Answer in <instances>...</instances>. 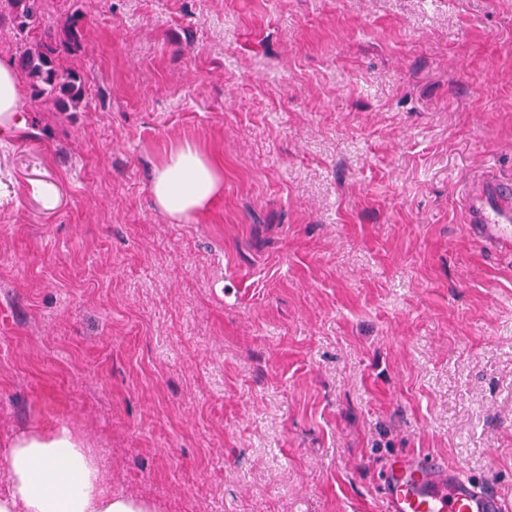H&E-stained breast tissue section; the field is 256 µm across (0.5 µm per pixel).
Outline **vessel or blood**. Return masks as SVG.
Listing matches in <instances>:
<instances>
[{"label":"vessel or blood","instance_id":"vessel-or-blood-1","mask_svg":"<svg viewBox=\"0 0 512 512\" xmlns=\"http://www.w3.org/2000/svg\"><path fill=\"white\" fill-rule=\"evenodd\" d=\"M462 207L475 241L512 250V181L473 176ZM381 498L385 512H512L493 480L473 482L433 456L415 455L387 469Z\"/></svg>","mask_w":512,"mask_h":512}]
</instances>
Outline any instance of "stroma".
<instances>
[{"mask_svg":"<svg viewBox=\"0 0 512 512\" xmlns=\"http://www.w3.org/2000/svg\"><path fill=\"white\" fill-rule=\"evenodd\" d=\"M58 111L0 141V456L66 425L157 512H381L388 462L512 502V254L466 232L512 177V0H44ZM215 160L210 210L149 185ZM220 187L216 164L189 144L169 150L150 184L156 205L175 220H187L204 211Z\"/></svg>","mask_w":512,"mask_h":512,"instance_id":"stroma-1","label":"stroma"}]
</instances>
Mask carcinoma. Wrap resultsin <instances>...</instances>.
I'll list each match as a JSON object with an SVG mask.
<instances>
[{
	"mask_svg": "<svg viewBox=\"0 0 512 512\" xmlns=\"http://www.w3.org/2000/svg\"><path fill=\"white\" fill-rule=\"evenodd\" d=\"M4 2L18 45L17 64L26 73L33 95L49 98L64 108L77 105L84 94L83 79L60 63V57L70 53L79 42L77 20L65 19L60 35L49 30L39 32L41 0Z\"/></svg>",
	"mask_w": 512,
	"mask_h": 512,
	"instance_id": "cac0c4a2",
	"label": "carcinoma"
}]
</instances>
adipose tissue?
<instances>
[{
	"instance_id": "adipose-tissue-1",
	"label": "adipose tissue",
	"mask_w": 512,
	"mask_h": 512,
	"mask_svg": "<svg viewBox=\"0 0 512 512\" xmlns=\"http://www.w3.org/2000/svg\"><path fill=\"white\" fill-rule=\"evenodd\" d=\"M220 187L216 164L189 144L169 150L150 184L156 205L175 220L204 211ZM0 469L8 477L0 512H155L148 499L112 493L88 443L64 426L19 435Z\"/></svg>"
}]
</instances>
